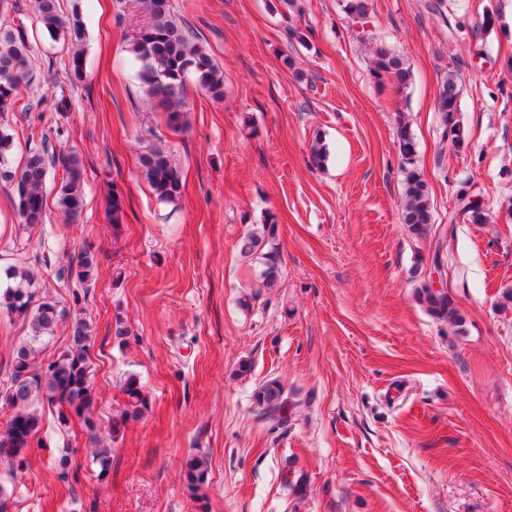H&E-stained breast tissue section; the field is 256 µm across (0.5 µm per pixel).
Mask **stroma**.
Segmentation results:
<instances>
[{"instance_id":"35a3bbf8","label":"stroma","mask_w":512,"mask_h":512,"mask_svg":"<svg viewBox=\"0 0 512 512\" xmlns=\"http://www.w3.org/2000/svg\"><path fill=\"white\" fill-rule=\"evenodd\" d=\"M59 2L85 25L83 78L72 79L71 43L42 30L32 0H8L0 24L24 26L41 103L10 113L5 128L15 167L44 129L54 150H79L83 210L70 224L52 203L42 224L21 227L0 176V264L31 270L61 313L37 365L67 349L75 319L92 323L111 460L101 472L80 425L43 412L29 468L0 463L8 512H201L183 485L196 454L210 468L202 512H512V0H445L440 16L427 0H367L358 21L342 0H173L222 72L224 99L187 78V126L162 133L184 183L172 203L155 198L137 162L163 118L137 79L133 12L118 16L115 0ZM292 26L303 41L289 39ZM378 48L407 60L406 87L373 79ZM451 73L462 85L459 150L436 109ZM400 112L435 219L419 239L401 222ZM317 141L328 151L320 168L309 160ZM466 186L487 223L449 224ZM267 212L278 217L281 274L255 297L261 267L237 242ZM86 244L100 270L88 288L62 274ZM438 249L454 263L456 326L415 297L411 268ZM29 335L27 319L0 310V390ZM131 373L150 406L114 437ZM272 377L295 405L275 431L252 398ZM63 457L77 481L59 480ZM290 470L304 475V497L285 486Z\"/></svg>"}]
</instances>
